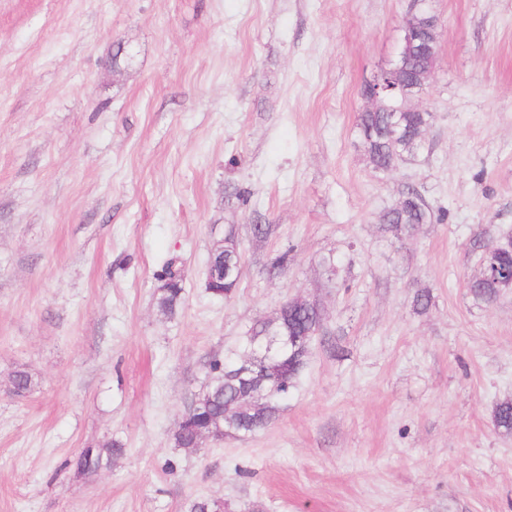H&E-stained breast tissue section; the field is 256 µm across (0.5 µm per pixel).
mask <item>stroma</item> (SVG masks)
<instances>
[{"label": "stroma", "instance_id": "stroma-1", "mask_svg": "<svg viewBox=\"0 0 512 512\" xmlns=\"http://www.w3.org/2000/svg\"><path fill=\"white\" fill-rule=\"evenodd\" d=\"M430 6L433 120L378 178L360 89L411 0H0V512H512V435L491 421L512 396V294L465 287L479 232L512 227V0ZM409 183L448 221L399 242L378 217ZM230 232L241 277L217 297L206 265ZM290 298L320 304L329 341L276 421L175 448L210 362ZM114 440L112 466L71 467ZM164 272V281L159 288L160 295L157 298V306L164 317L171 319L177 315L183 304V274L173 260L164 264Z\"/></svg>", "mask_w": 512, "mask_h": 512}]
</instances>
